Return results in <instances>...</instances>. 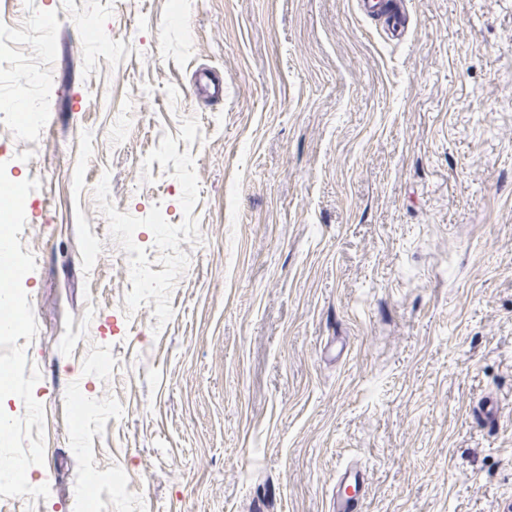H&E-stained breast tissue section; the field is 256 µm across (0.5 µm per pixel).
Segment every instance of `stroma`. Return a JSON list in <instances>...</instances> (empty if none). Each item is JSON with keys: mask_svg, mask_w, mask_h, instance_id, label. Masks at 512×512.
Listing matches in <instances>:
<instances>
[{"mask_svg": "<svg viewBox=\"0 0 512 512\" xmlns=\"http://www.w3.org/2000/svg\"><path fill=\"white\" fill-rule=\"evenodd\" d=\"M397 5L0 0L49 487L0 512H329L353 462L512 512V0Z\"/></svg>", "mask_w": 512, "mask_h": 512, "instance_id": "obj_1", "label": "stroma"}]
</instances>
